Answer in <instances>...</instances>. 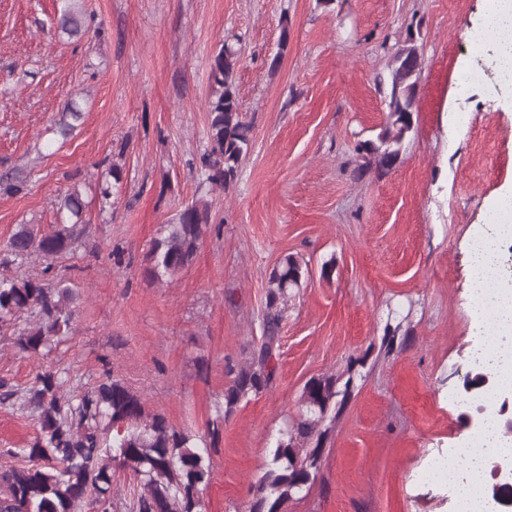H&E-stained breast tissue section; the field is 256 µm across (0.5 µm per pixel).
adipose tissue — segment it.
Returning <instances> with one entry per match:
<instances>
[{"mask_svg": "<svg viewBox=\"0 0 512 512\" xmlns=\"http://www.w3.org/2000/svg\"><path fill=\"white\" fill-rule=\"evenodd\" d=\"M470 35L480 41L501 85L512 87V0H484ZM468 283L472 350L479 368L495 377L494 390L481 393L488 411L477 431L459 438L450 452L429 456L426 476L439 485H452L457 512H496L482 478L493 458H512V437H505L493 411L498 392L512 390V276L500 266L501 248L512 242V181L487 200L484 221L470 233ZM492 342H484L485 329Z\"/></svg>", "mask_w": 512, "mask_h": 512, "instance_id": "obj_1", "label": "adipose tissue"}]
</instances>
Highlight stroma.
Instances as JSON below:
<instances>
[{
	"mask_svg": "<svg viewBox=\"0 0 512 512\" xmlns=\"http://www.w3.org/2000/svg\"><path fill=\"white\" fill-rule=\"evenodd\" d=\"M482 0H83L90 30L55 34L56 0H0V247L18 225L51 230L79 189L86 235L54 273L72 287L69 333L49 354L16 346L26 325L0 328V379L25 391L38 372H67L69 394L114 378L174 428L203 434L222 418L227 361L261 336L270 272L287 254L308 264L288 300L272 387L223 418L205 512H236L281 433L304 411L313 377L353 378L326 420L314 483L285 512H454L450 491L420 472L455 447L474 366L467 229L512 180V90L499 85L468 31ZM421 48L414 125L386 174L358 143L386 115L376 79L407 35ZM287 47H280V40ZM240 50L236 85L253 126L228 189L207 183L211 56ZM478 77L454 90L458 65ZM82 113L61 138L69 102ZM466 112V126L452 116ZM123 185L101 208L112 164ZM211 224L171 283L144 275L153 240L192 198ZM394 331L393 345L384 336ZM37 432L0 404V450Z\"/></svg>",
	"mask_w": 512,
	"mask_h": 512,
	"instance_id": "1",
	"label": "stroma"
}]
</instances>
